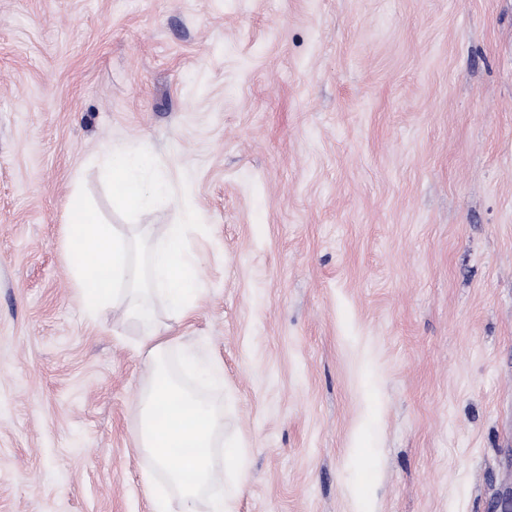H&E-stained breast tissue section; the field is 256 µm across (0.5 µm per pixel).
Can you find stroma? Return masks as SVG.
<instances>
[{
	"label": "stroma",
	"instance_id": "35a3bbf8",
	"mask_svg": "<svg viewBox=\"0 0 512 512\" xmlns=\"http://www.w3.org/2000/svg\"><path fill=\"white\" fill-rule=\"evenodd\" d=\"M150 141L194 212L236 512L512 492V0H0V512H151L138 329L89 320L67 200ZM195 171L191 184L178 179Z\"/></svg>",
	"mask_w": 512,
	"mask_h": 512
}]
</instances>
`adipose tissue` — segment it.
Instances as JSON below:
<instances>
[{
    "mask_svg": "<svg viewBox=\"0 0 512 512\" xmlns=\"http://www.w3.org/2000/svg\"><path fill=\"white\" fill-rule=\"evenodd\" d=\"M101 162L113 207L141 221L100 223L72 193L69 207L81 218L70 225L76 241L70 267L89 319L112 305L140 330L136 349L146 375L133 447L150 463L142 473L145 494L152 512H200L203 501L209 512H235L247 452L224 437L223 402L201 393L223 386L224 367L205 345L186 344L174 332L201 297V262L189 239L194 215L159 230L145 223L171 201L168 179L148 145L108 150ZM188 376L201 380V388L186 386Z\"/></svg>",
    "mask_w": 512,
    "mask_h": 512,
    "instance_id": "1",
    "label": "adipose tissue"
}]
</instances>
